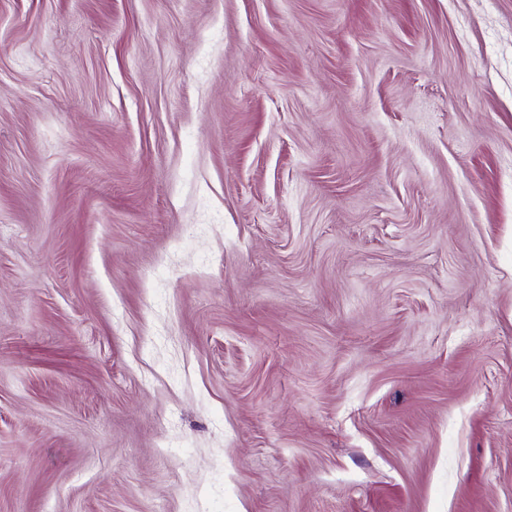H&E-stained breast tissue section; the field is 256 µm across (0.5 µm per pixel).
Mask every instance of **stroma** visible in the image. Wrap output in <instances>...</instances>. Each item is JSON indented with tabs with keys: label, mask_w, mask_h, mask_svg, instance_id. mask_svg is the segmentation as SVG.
Instances as JSON below:
<instances>
[{
	"label": "stroma",
	"mask_w": 512,
	"mask_h": 512,
	"mask_svg": "<svg viewBox=\"0 0 512 512\" xmlns=\"http://www.w3.org/2000/svg\"><path fill=\"white\" fill-rule=\"evenodd\" d=\"M0 512H512V0H0Z\"/></svg>",
	"instance_id": "35a3bbf8"
}]
</instances>
